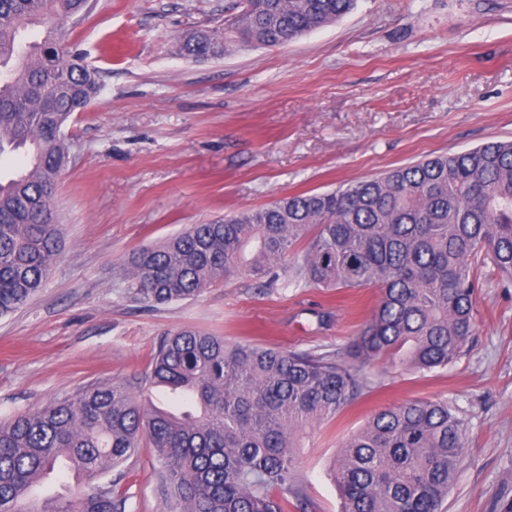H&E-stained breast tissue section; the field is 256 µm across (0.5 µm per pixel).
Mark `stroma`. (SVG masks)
Wrapping results in <instances>:
<instances>
[{
    "label": "stroma",
    "mask_w": 512,
    "mask_h": 512,
    "mask_svg": "<svg viewBox=\"0 0 512 512\" xmlns=\"http://www.w3.org/2000/svg\"><path fill=\"white\" fill-rule=\"evenodd\" d=\"M233 0H92L65 45L101 90L65 129L52 200L60 255L41 290L0 318V417L94 384L137 392L166 333L292 351L346 347L378 288L269 290L239 273L180 302L148 306L128 259L189 225L324 192L389 169L512 140V0H357L333 24L277 48L182 56L185 35L217 26ZM374 384L310 425L298 480L313 512H340L330 467L382 407L443 400L467 423L442 512L512 502V282L477 290L465 353L421 373L374 362ZM116 488L124 512H164L161 465L137 450Z\"/></svg>",
    "instance_id": "obj_1"
}]
</instances>
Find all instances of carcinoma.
Masks as SVG:
<instances>
[{
	"mask_svg": "<svg viewBox=\"0 0 512 512\" xmlns=\"http://www.w3.org/2000/svg\"><path fill=\"white\" fill-rule=\"evenodd\" d=\"M354 5L235 0L224 27L195 31L178 49L204 60L284 46ZM91 9L89 0H0V156L23 149L28 157L24 171L0 182V317L42 288L61 249L50 200L67 156L63 127L99 92L97 71L63 46L64 26ZM33 26L42 38L28 42ZM129 265V290L150 305L196 297L240 272L268 288L373 286L381 297L336 353L167 334L141 386L169 391L188 410L98 384L0 421V512H121L102 479L143 446L162 465L167 512H307L296 454L306 428L362 395L376 360L420 372L457 360L473 335L482 271L512 281V141L192 224ZM465 439L464 419L444 401L379 409L332 469L341 512H442ZM61 467L77 483L63 494L40 491Z\"/></svg>",
	"mask_w": 512,
	"mask_h": 512,
	"instance_id": "obj_1",
	"label": "carcinoma"
}]
</instances>
